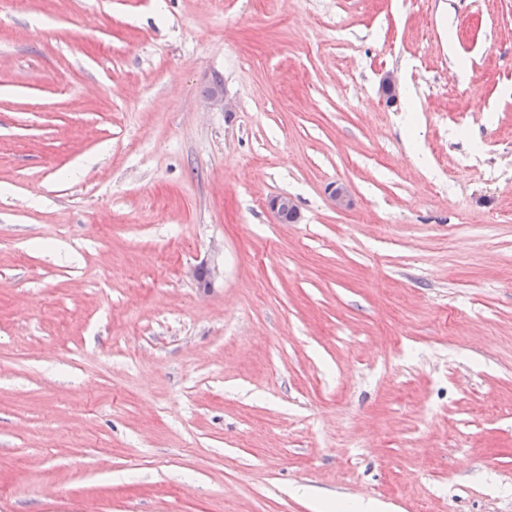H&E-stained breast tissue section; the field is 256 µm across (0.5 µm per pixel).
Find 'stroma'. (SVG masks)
Returning a JSON list of instances; mask_svg holds the SVG:
<instances>
[{
	"label": "stroma",
	"instance_id": "stroma-1",
	"mask_svg": "<svg viewBox=\"0 0 512 512\" xmlns=\"http://www.w3.org/2000/svg\"><path fill=\"white\" fill-rule=\"evenodd\" d=\"M325 500L512 512V0H0V512ZM267 206L274 214L275 218L284 223L285 217L291 215L290 223H298L300 220V212L294 200L288 195H280L272 197L268 200Z\"/></svg>",
	"mask_w": 512,
	"mask_h": 512
}]
</instances>
